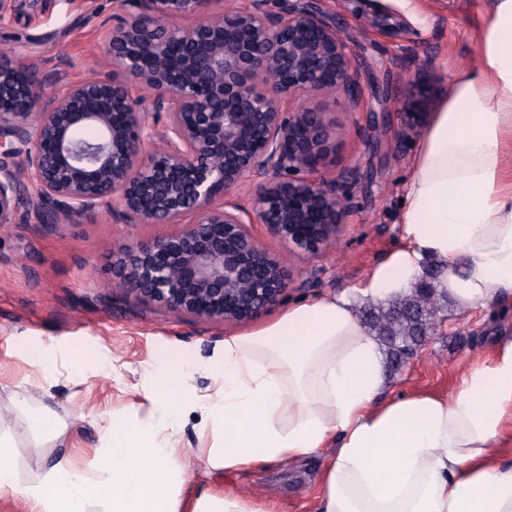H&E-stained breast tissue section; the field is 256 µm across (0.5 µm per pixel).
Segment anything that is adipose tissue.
I'll use <instances>...</instances> for the list:
<instances>
[{
    "label": "adipose tissue",
    "mask_w": 512,
    "mask_h": 512,
    "mask_svg": "<svg viewBox=\"0 0 512 512\" xmlns=\"http://www.w3.org/2000/svg\"><path fill=\"white\" fill-rule=\"evenodd\" d=\"M401 243L350 294L289 306L278 319L224 339L206 391L179 374V403L157 396L144 420L98 417L99 471L58 457L20 483L0 433V499L31 512H277L228 490L187 505L177 446L196 409L220 431L209 469L234 473L325 454L313 512H512V464L497 448L512 425V340L466 373L446 398L382 400L380 344L361 324L363 299L405 292L428 265L459 311L512 302V0H494L474 65L456 69L404 182Z\"/></svg>",
    "instance_id": "obj_1"
}]
</instances>
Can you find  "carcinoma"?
I'll use <instances>...</instances> for the list:
<instances>
[{
  "instance_id": "carcinoma-1",
  "label": "carcinoma",
  "mask_w": 512,
  "mask_h": 512,
  "mask_svg": "<svg viewBox=\"0 0 512 512\" xmlns=\"http://www.w3.org/2000/svg\"><path fill=\"white\" fill-rule=\"evenodd\" d=\"M444 307V295L437 291L422 296L418 291L388 299L381 304H365L360 317L368 332L385 345L394 360L406 349L422 343L420 324Z\"/></svg>"
}]
</instances>
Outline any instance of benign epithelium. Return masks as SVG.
<instances>
[{
    "mask_svg": "<svg viewBox=\"0 0 512 512\" xmlns=\"http://www.w3.org/2000/svg\"><path fill=\"white\" fill-rule=\"evenodd\" d=\"M122 0L131 6L104 37L112 75L69 84L45 96L46 80L29 62L0 60V224H10L28 175L60 224L101 204L134 224H178L148 244L113 255L112 288L178 316L241 322L281 301L288 276L252 227L298 253L342 241L350 203L336 180L308 177L327 157L335 130L317 107L286 111L282 102L365 93L384 111L386 83L364 86L342 25L321 0H294L281 15L253 0ZM205 15L171 33L165 22ZM154 91L150 105L131 86ZM95 131L84 141L80 133ZM415 114L395 130L379 122L380 143L418 134ZM22 157L16 162V157ZM260 181L248 209L221 197ZM190 221H185L186 217Z\"/></svg>",
    "mask_w": 512,
    "mask_h": 512,
    "instance_id": "benign-epithelium-1",
    "label": "benign epithelium"
}]
</instances>
